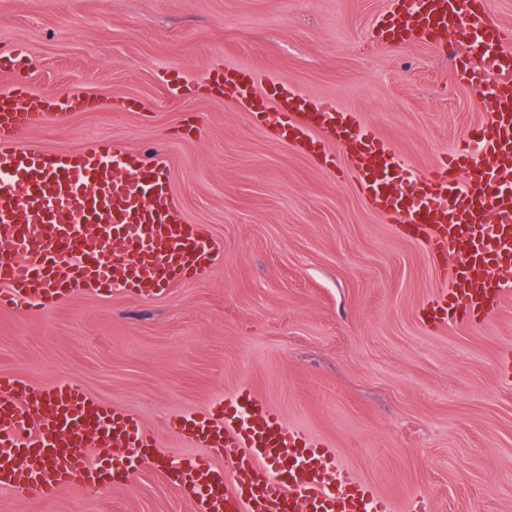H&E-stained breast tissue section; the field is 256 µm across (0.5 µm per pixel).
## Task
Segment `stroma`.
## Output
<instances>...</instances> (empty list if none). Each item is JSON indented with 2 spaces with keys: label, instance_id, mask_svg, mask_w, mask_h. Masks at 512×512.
Here are the masks:
<instances>
[{
  "label": "stroma",
  "instance_id": "35a3bbf8",
  "mask_svg": "<svg viewBox=\"0 0 512 512\" xmlns=\"http://www.w3.org/2000/svg\"><path fill=\"white\" fill-rule=\"evenodd\" d=\"M391 0H0V51L25 44L36 97L93 95V108L29 132L67 150L92 139L164 150L190 223L223 249L201 278L144 300L85 291L41 313L0 308V372L66 379L136 415L169 457L196 449L167 428L252 387L291 426L403 507L512 512V296L484 326L425 331L443 285L424 246L368 208L353 183L270 135L201 85L215 65L259 68L331 99L416 172L487 114L458 82L461 40L376 43ZM187 82L168 91L163 73ZM119 98L144 112L119 111ZM0 512H191L144 465L126 488L80 485Z\"/></svg>",
  "mask_w": 512,
  "mask_h": 512
}]
</instances>
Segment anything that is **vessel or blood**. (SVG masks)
<instances>
[{
  "mask_svg": "<svg viewBox=\"0 0 512 512\" xmlns=\"http://www.w3.org/2000/svg\"><path fill=\"white\" fill-rule=\"evenodd\" d=\"M374 37L461 39L471 50L459 63L461 78L488 92L486 121L425 173H413L334 101L261 70L214 68L206 80L325 169L336 165L327 145L342 142L365 203L452 271L449 285L418 312L424 328L481 325L512 295V33L489 18L485 0H392ZM29 62L25 46L0 52V73L12 77L9 89L0 88V308L47 312L77 292L103 296L115 288L149 298L221 259L219 245L186 220L165 155L148 160L102 139L62 152L25 144L31 130L90 107L77 93L24 106ZM169 428L200 454L164 460L134 415L76 383L33 390L23 377L0 373V488L36 499L75 483L105 493L129 486L152 460L192 512H396L333 449L286 425L250 387L172 417Z\"/></svg>",
  "mask_w": 512,
  "mask_h": 512,
  "instance_id": "vessel-or-blood-1",
  "label": "vessel or blood"
}]
</instances>
